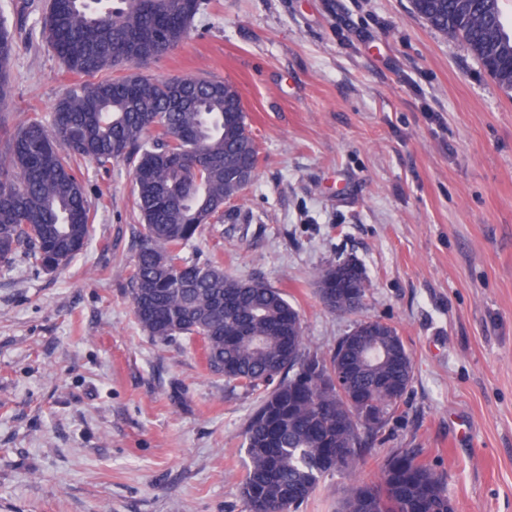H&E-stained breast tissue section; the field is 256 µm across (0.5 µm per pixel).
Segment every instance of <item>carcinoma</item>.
<instances>
[{"instance_id":"1","label":"carcinoma","mask_w":512,"mask_h":512,"mask_svg":"<svg viewBox=\"0 0 512 512\" xmlns=\"http://www.w3.org/2000/svg\"><path fill=\"white\" fill-rule=\"evenodd\" d=\"M202 0H57L40 35L78 77L51 123L31 117L8 134L0 113V264L22 255L40 270L67 267L87 247L92 215L85 166H131L141 221L130 295L142 329L159 343L197 338L208 368L247 391H263L249 418L245 512H298L332 472L362 467L414 377L390 360L407 349L387 322H359L331 356L311 349L298 310L279 288L242 281L183 249L224 204L253 181L258 148L238 88L216 79L112 76L181 46ZM415 14L465 43L486 72L512 90V33L500 0H412ZM15 36L0 10V104ZM364 269L330 266L317 275L322 303L355 313ZM378 419L373 425L370 417ZM339 512H454L446 478L408 448L392 451L375 479L352 488Z\"/></svg>"}]
</instances>
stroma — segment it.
<instances>
[{
	"label": "stroma",
	"mask_w": 512,
	"mask_h": 512,
	"mask_svg": "<svg viewBox=\"0 0 512 512\" xmlns=\"http://www.w3.org/2000/svg\"><path fill=\"white\" fill-rule=\"evenodd\" d=\"M12 2L16 128L49 119L73 77L39 35L44 0ZM202 3L149 71L236 85L259 163L184 257L282 289L326 355L359 321L395 326L414 379L377 456L414 450L456 512H512V91L411 0ZM85 187L84 253L52 274L0 265V512H244L258 396L200 343L138 324L130 167L89 168ZM349 259L370 288L334 312L315 274ZM372 474H328L299 512H338Z\"/></svg>",
	"instance_id": "stroma-1"
}]
</instances>
